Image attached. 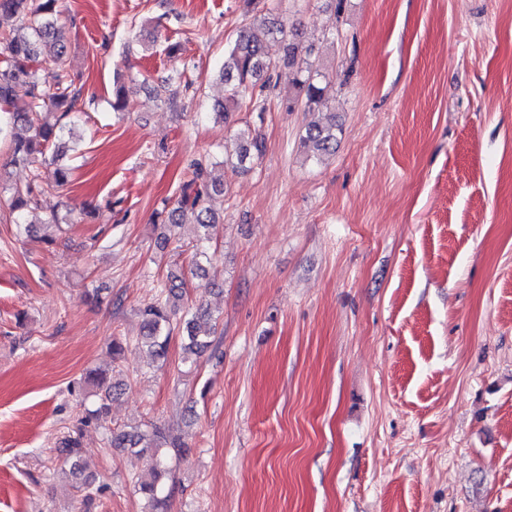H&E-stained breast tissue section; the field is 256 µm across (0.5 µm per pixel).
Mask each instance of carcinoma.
I'll return each instance as SVG.
<instances>
[{
  "label": "carcinoma",
  "instance_id": "1",
  "mask_svg": "<svg viewBox=\"0 0 512 512\" xmlns=\"http://www.w3.org/2000/svg\"><path fill=\"white\" fill-rule=\"evenodd\" d=\"M58 0H0V15L13 19L10 36L0 39L6 59L0 65V136L9 139L10 161L15 165L34 168L33 176L24 185L11 188L10 206L15 221L22 224L25 217L38 209L39 197L51 187L66 186L71 169L56 166L51 175L44 176L42 167L47 164L46 153L52 158L63 156L71 150L64 141L61 120L74 112L95 103V98L85 96L83 87L67 77L68 47L65 34L58 25L60 11ZM261 23L266 27L265 38L259 39L252 27ZM50 47L49 59L57 74L56 82L47 86L40 81L38 66L44 47ZM315 47L287 41V31L282 23L264 15L253 17L252 23L241 27L233 46L224 53L220 75L224 81V102L214 107L215 116L228 120L244 103L263 112L264 94L271 87L280 58L288 60L295 68L293 82L296 97L288 102L287 109L297 108L317 116L307 124L301 144L305 158L320 160L336 149L342 128L336 125V113L329 110L325 97L328 84L326 74L315 64ZM28 87L29 100L19 104L13 98L17 85ZM265 143L258 137H242L237 164L243 165L263 155ZM190 179L184 183L176 204L167 211L164 223L175 227L188 216L203 229L198 242L205 245L218 234L220 217L210 207V200L224 194V182L212 177L209 165L201 160L190 164ZM185 290L182 272H170L167 281L160 285L155 298L138 310L141 336L138 343L146 348L152 359H163L175 331H180L186 341L185 349L193 359L185 358L182 364L197 366L195 357L214 347L213 337L221 335L220 321L213 319L205 334H198L197 320L204 315L202 309L176 318L178 302ZM124 386V381L97 371H88L83 377L81 390L90 405L84 408L79 427L62 438L61 452L70 462V474L80 478L76 488L83 506L87 507L100 494L89 477H81L82 428L100 421L110 413L112 399ZM108 445L111 448H141L152 451L149 472L136 478L134 486L147 503L146 512H168L171 489L166 487L169 454L183 455L185 446L167 435L158 426L149 431L113 430Z\"/></svg>",
  "mask_w": 512,
  "mask_h": 512
}]
</instances>
